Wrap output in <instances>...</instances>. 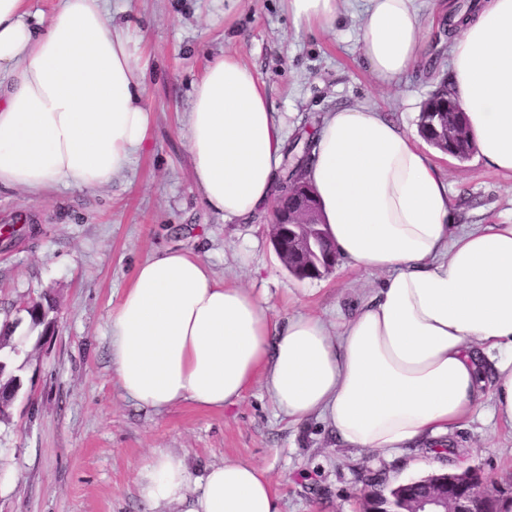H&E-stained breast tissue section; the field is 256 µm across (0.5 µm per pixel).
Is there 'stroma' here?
<instances>
[{
    "instance_id": "obj_1",
    "label": "stroma",
    "mask_w": 512,
    "mask_h": 512,
    "mask_svg": "<svg viewBox=\"0 0 512 512\" xmlns=\"http://www.w3.org/2000/svg\"><path fill=\"white\" fill-rule=\"evenodd\" d=\"M118 23L142 28L136 55L151 114L149 145L124 177L95 192L59 188L39 200L0 190V321L17 322L11 369L22 388L0 421V512H145L136 467L157 449L186 455L194 475L226 460L265 469L281 512H360L364 480L385 485L429 471L476 468L491 492L512 500V428L479 409L448 435L447 452L427 445L394 456L338 444L313 419L291 423L262 384L236 405L208 412L183 403L157 413L126 398L112 380L107 316L137 265L174 248L203 255L215 276L266 294L274 315L305 312L333 323L349 315L379 276L337 262L297 279L269 234L270 211L246 219L211 212L194 183L181 131L193 87L210 60L230 55L262 83L286 136L315 129L326 112L373 106L417 130L425 99L448 80V46L435 24L426 64L389 90L372 82L360 55L361 19L336 32L295 33L281 0H108ZM459 225L512 224V177L476 157L438 155ZM303 289L299 304L288 291ZM46 302L50 331L20 306Z\"/></svg>"
}]
</instances>
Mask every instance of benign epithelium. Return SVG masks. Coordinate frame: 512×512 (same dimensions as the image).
<instances>
[{"label": "benign epithelium", "instance_id": "1", "mask_svg": "<svg viewBox=\"0 0 512 512\" xmlns=\"http://www.w3.org/2000/svg\"><path fill=\"white\" fill-rule=\"evenodd\" d=\"M462 109L424 108L419 121L420 134L443 152L453 150V157L463 155L465 145L457 119ZM294 200L291 209L273 210L270 234L284 266L296 278H318L336 265V251L324 246L325 238L316 228L320 223L319 207L312 187L302 179L288 185ZM423 495L407 488L398 493L385 512H495L494 499L486 488L481 472L468 468L462 472L432 474L421 481Z\"/></svg>", "mask_w": 512, "mask_h": 512}]
</instances>
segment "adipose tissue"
I'll use <instances>...</instances> for the list:
<instances>
[{
	"instance_id": "obj_1",
	"label": "adipose tissue",
	"mask_w": 512,
	"mask_h": 512,
	"mask_svg": "<svg viewBox=\"0 0 512 512\" xmlns=\"http://www.w3.org/2000/svg\"><path fill=\"white\" fill-rule=\"evenodd\" d=\"M296 30H336L350 0H282ZM415 0H368L362 57L387 88L426 55ZM103 0H59L46 29L28 0H0V189L34 198L111 185L145 149L151 114ZM450 90L477 159L512 175V0H478L448 34ZM207 208L243 218L276 197L285 120L237 58L212 60L182 133ZM306 179L339 259L383 280L349 318L275 319L252 289L197 254L141 262L107 317L112 378L157 412L222 410L255 380L293 423L316 417L349 448L392 454L467 421L483 397L512 426V224L456 228L431 148L370 106L327 113ZM137 487L149 512H280L265 472L226 461L194 478L157 450Z\"/></svg>"
}]
</instances>
